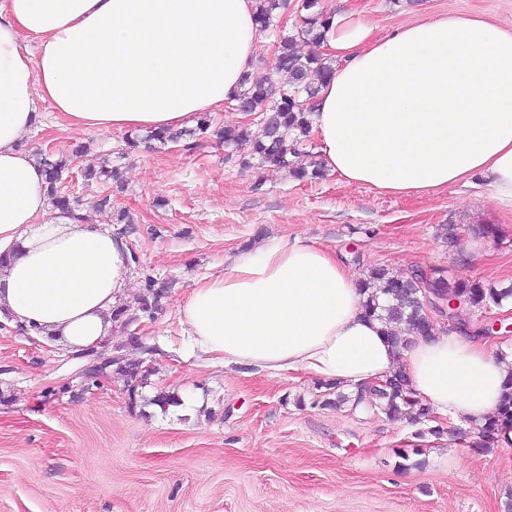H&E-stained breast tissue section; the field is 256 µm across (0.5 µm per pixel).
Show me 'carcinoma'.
<instances>
[{
	"label": "carcinoma",
	"instance_id": "carcinoma-1",
	"mask_svg": "<svg viewBox=\"0 0 512 512\" xmlns=\"http://www.w3.org/2000/svg\"><path fill=\"white\" fill-rule=\"evenodd\" d=\"M256 22L260 31L275 26L277 14L288 6L287 0H254ZM301 10L306 12L302 25L292 32L278 34L271 70L275 76L284 75L287 81L278 83L269 78L265 82H254L244 75L240 91L235 98L239 109L259 115V128H219L215 136L231 147L242 140L252 142L253 156L264 167L285 169L298 180L321 176V168L311 167L313 157L311 145L312 105L323 81L334 70L333 59L319 51L332 25V14L319 7V0H302ZM314 47L301 54L296 50L298 41ZM210 123L204 120L194 129L163 130L144 137L130 134L126 137V150L137 149L140 144L152 142L165 146L183 143L187 151L199 146L200 136L207 133ZM82 147L71 152L57 153L38 149L34 152L36 163L45 174L44 192L54 210L83 220L80 213L81 200L69 193L64 185V174L77 170L85 182L120 183L118 168L109 161L93 169L80 168L77 160L83 156ZM441 297L458 298L463 303V314L499 307L512 299V285L496 288L477 280L448 279L445 271L433 269L429 272L416 268L406 274L386 266H373L358 279V287L366 295L365 315L381 321L384 335L392 347L400 349L406 338L397 332V327L406 325L421 336L433 335L435 328L425 316L424 300L420 283ZM171 288L168 282L148 280L145 293L137 299L138 312L149 317L161 309V301ZM322 394L314 405L322 408H339L351 402V396L340 391V385L323 383ZM363 409L380 413L389 419H407L414 424L434 420L433 410L412 390L408 378L402 371H395L385 379V385L372 392ZM512 427V375L506 383L498 407L480 426V446L495 445L499 430Z\"/></svg>",
	"mask_w": 512,
	"mask_h": 512
}]
</instances>
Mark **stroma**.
<instances>
[{
    "label": "stroma",
    "instance_id": "stroma-1",
    "mask_svg": "<svg viewBox=\"0 0 512 512\" xmlns=\"http://www.w3.org/2000/svg\"><path fill=\"white\" fill-rule=\"evenodd\" d=\"M362 11L379 37L411 22L478 16L512 28V0H319ZM27 150L67 153L81 165L110 157L122 190L94 210L99 185L73 179L90 223L112 226V209L137 220L132 295L147 278L171 283L154 318L111 325L108 356L148 370L143 387L119 375L87 378V358L52 336L0 323V512H512V446L480 449L477 427L427 424L323 409L319 379L187 358L178 307L202 276L239 250L285 236L316 243L352 277L385 265L446 270L459 279L512 284V217L478 181L393 196L336 173L299 181L262 167L250 143L216 138L194 151L169 144L121 155L126 131L59 128L39 104ZM481 228L464 243L442 227ZM161 391L182 402L161 408Z\"/></svg>",
    "mask_w": 512,
    "mask_h": 512
}]
</instances>
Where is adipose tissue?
Returning <instances> with one entry per match:
<instances>
[{
    "label": "adipose tissue",
    "mask_w": 512,
    "mask_h": 512,
    "mask_svg": "<svg viewBox=\"0 0 512 512\" xmlns=\"http://www.w3.org/2000/svg\"><path fill=\"white\" fill-rule=\"evenodd\" d=\"M261 38L252 0H0V244L13 248L0 318L81 353L107 342L131 291L123 237L49 212L22 145L38 102L79 132L185 128L237 95ZM323 48L335 62L314 105L325 167L398 196L476 178L512 214V29L449 17L378 39L352 10ZM363 303L333 253L282 237L196 280L178 319L191 357L353 393L399 369L437 415L486 421L512 363L456 332L394 350Z\"/></svg>",
    "instance_id": "adipose-tissue-1"
}]
</instances>
